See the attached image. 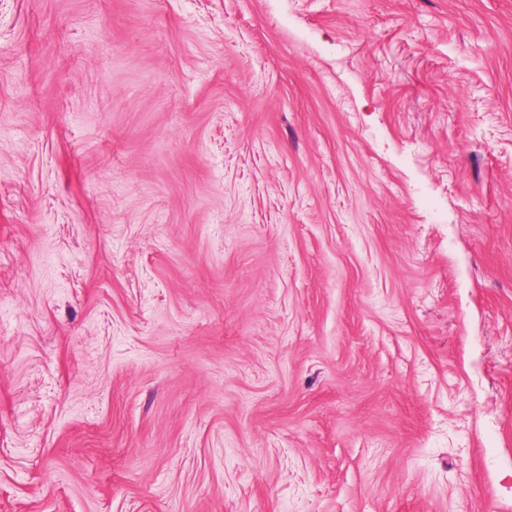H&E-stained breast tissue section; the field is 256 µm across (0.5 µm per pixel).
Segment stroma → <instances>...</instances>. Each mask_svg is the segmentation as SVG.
<instances>
[{
  "instance_id": "35a3bbf8",
  "label": "stroma",
  "mask_w": 512,
  "mask_h": 512,
  "mask_svg": "<svg viewBox=\"0 0 512 512\" xmlns=\"http://www.w3.org/2000/svg\"><path fill=\"white\" fill-rule=\"evenodd\" d=\"M0 512H512V0H0Z\"/></svg>"
}]
</instances>
